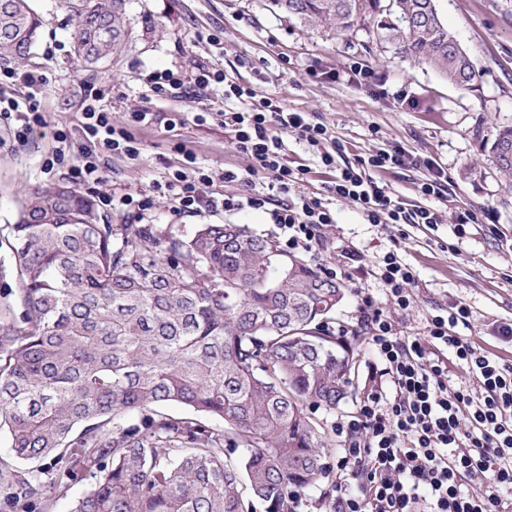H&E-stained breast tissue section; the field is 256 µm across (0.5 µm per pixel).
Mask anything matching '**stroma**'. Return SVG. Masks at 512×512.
Returning <instances> with one entry per match:
<instances>
[{"instance_id":"stroma-1","label":"stroma","mask_w":512,"mask_h":512,"mask_svg":"<svg viewBox=\"0 0 512 512\" xmlns=\"http://www.w3.org/2000/svg\"><path fill=\"white\" fill-rule=\"evenodd\" d=\"M435 5L481 74L479 94L464 92L399 54L379 40L372 24L348 40L325 27H302L271 11L266 0H130L131 42L114 61L91 71L74 56L73 28L60 0H31L44 26L22 68L49 75L38 96L47 125L20 145L0 124V226L15 223L26 186L70 183L72 168L81 163L83 97L95 85L107 90L102 104L112 125L126 130L139 148L134 160L107 158L103 181L81 189L110 223L153 224L183 234L199 224H244L272 236L274 226L261 211L186 216L175 214L162 199L145 211L110 204L128 193L150 194L153 180L193 163L209 173L210 194L236 192L224 172L246 168V160L221 123L194 119L205 108L223 111V85H213L203 98L189 86L158 96L147 81L149 74L165 69L220 70L288 108L320 118L342 140L346 162L397 144L444 170L448 190L441 198L421 193V168L376 173L406 207L440 210L444 223L415 224L402 234L368 224L352 203L340 201L337 222L325 232L329 249L323 258L334 262L340 249L357 251L361 262L352 272L353 283L379 298L382 285L373 271L387 252L397 251L416 274L412 306L388 311L398 335H424L430 315L463 302L471 310L463 336L512 364V341L497 334L499 324H512V190L500 182L490 157L496 128L512 124V0H436ZM353 63L384 76L385 85L345 78ZM330 71L339 72V79L327 80ZM140 107L159 111L161 121L133 123L131 114ZM174 114L184 118V125L168 127L166 119ZM59 131L69 134V143H57ZM57 151L60 162L46 169L45 159ZM466 210L478 221L457 229L454 220Z\"/></svg>"}]
</instances>
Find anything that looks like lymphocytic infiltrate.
<instances>
[{"label":"lymphocytic infiltrate","mask_w":512,"mask_h":512,"mask_svg":"<svg viewBox=\"0 0 512 512\" xmlns=\"http://www.w3.org/2000/svg\"><path fill=\"white\" fill-rule=\"evenodd\" d=\"M191 81L202 90L214 82L224 86L229 103L221 114L224 131L249 161L245 170L224 172L225 182L238 184V193L221 198L204 194L209 176L198 169L153 182L152 195H124L119 207L147 210L160 197L179 214L261 210L279 231V247L313 256L320 255L325 230L336 222L337 200L353 203L377 226L440 223L438 210L407 208L373 175L377 169L404 165L408 155L403 148H381L345 164L343 143L311 114L285 108L274 96H257L225 73L202 69ZM102 99L99 91L87 97L82 163L71 173L79 186L102 180L105 154L132 160L139 155L133 138L112 126ZM2 119L9 121L19 143L47 124L34 96L19 100L0 85ZM291 136L305 142L323 166L337 168L322 191L303 192L309 169L289 165ZM376 276L385 302L401 309L411 306L415 273L397 251L384 256ZM353 294L357 323L370 331L368 367L376 383L354 412L333 423L340 442L333 512H506L512 499V365L460 336L459 327L470 323L465 303L430 316L424 335L400 337L383 302L362 287ZM450 355L470 383L450 384Z\"/></svg>","instance_id":"lymphocytic-infiltrate-1"}]
</instances>
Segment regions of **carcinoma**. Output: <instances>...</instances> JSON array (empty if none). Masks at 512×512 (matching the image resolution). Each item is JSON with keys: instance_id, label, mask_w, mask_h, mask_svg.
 <instances>
[{"instance_id": "1", "label": "carcinoma", "mask_w": 512, "mask_h": 512, "mask_svg": "<svg viewBox=\"0 0 512 512\" xmlns=\"http://www.w3.org/2000/svg\"><path fill=\"white\" fill-rule=\"evenodd\" d=\"M129 0H63L74 51L100 67L129 38ZM305 27L379 37L459 89L480 74L435 0H268ZM42 18L0 7V65L25 60ZM512 127L492 146L512 188ZM0 512H291L333 472L336 411L353 396L362 334L336 336L344 291L242 224L189 237L107 224L69 187L25 189L0 229ZM169 404L186 409L181 416Z\"/></svg>"}]
</instances>
